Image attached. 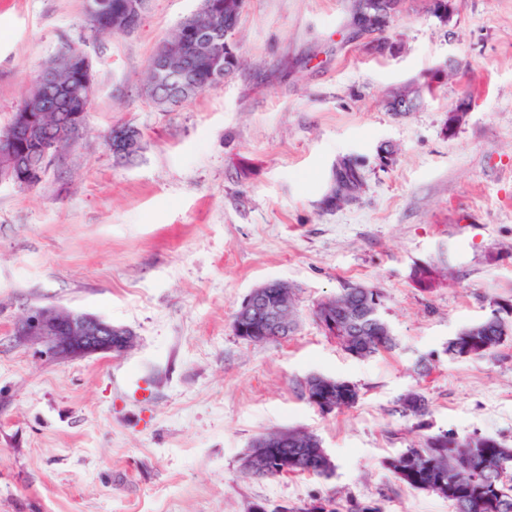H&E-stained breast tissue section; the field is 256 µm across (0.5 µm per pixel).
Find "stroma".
Instances as JSON below:
<instances>
[{"instance_id":"obj_1","label":"stroma","mask_w":512,"mask_h":512,"mask_svg":"<svg viewBox=\"0 0 512 512\" xmlns=\"http://www.w3.org/2000/svg\"><path fill=\"white\" fill-rule=\"evenodd\" d=\"M200 5L147 0L134 30L98 35L87 0H0V128L63 48L86 52L95 78L85 134L43 182L0 184V512H453L384 461L440 432L512 447V335L482 358L445 352L492 301L512 303V0H451L447 24L406 0L386 56L347 29L350 0H245L239 72L163 110L148 60ZM450 60L418 111L388 110L393 88ZM464 96L473 108L449 131ZM121 124L142 133L130 162L106 144ZM345 157L362 189L323 209ZM425 265L427 292L412 277ZM269 280L293 288L298 328L254 345L233 317ZM350 282L380 292L396 350L354 358L316 323L315 304ZM45 305L128 327L136 345L52 359L14 335ZM132 372L148 403L125 398ZM313 373L359 401L319 412L302 388ZM410 391L427 416L402 415ZM289 427L321 438L330 478L240 473L253 438Z\"/></svg>"}]
</instances>
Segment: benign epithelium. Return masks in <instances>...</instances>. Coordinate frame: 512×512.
Returning a JSON list of instances; mask_svg holds the SVG:
<instances>
[{"mask_svg":"<svg viewBox=\"0 0 512 512\" xmlns=\"http://www.w3.org/2000/svg\"><path fill=\"white\" fill-rule=\"evenodd\" d=\"M403 0H379L377 8L364 0H356L352 5V25L360 34L371 38L370 50L378 54L393 52L389 42L376 39L380 24L388 22L402 9ZM144 8V0H120L112 10V29L123 33L133 29ZM183 30L182 45L192 47L197 53L208 56L214 41V31L202 29L192 19L181 22ZM64 59L70 65H78L86 71L83 96L93 97L95 82L91 58L84 52H69ZM181 56L176 49H167L165 53L151 61L154 74V92L162 89L159 78L162 74L181 69ZM445 70L432 71L420 80L393 90L387 99V107L392 112H414L424 103L426 96L435 93L439 85V76ZM17 131L24 137H33L38 129L37 117L31 112H21L16 117ZM57 141L43 148V168L28 175L19 174L20 161L12 147L0 146V184L8 182L15 187L26 188L30 182L40 183L50 165L58 156L55 150ZM142 148V134L135 127L115 126L112 128V153L120 160H134ZM285 281H270L253 288L244 298L237 313L238 321L235 333L249 332L246 340L251 344L262 345L290 335L295 325L289 323L279 307L270 303L274 289L286 288ZM313 317L321 329L331 338H336V297L319 301L313 309ZM16 336L20 340L34 338L42 343L46 352L55 359L88 357L97 354L122 356L134 346V337L130 331L120 325H114L105 319L85 312L61 310L55 306L35 307L17 326ZM312 405L321 410L336 406V390L332 380L323 374H312L307 383ZM309 434L305 429H277L270 436L262 434L252 441L251 447L263 448L265 453L257 456L247 451L241 458L240 468L247 475L256 477L274 461V449L286 448L299 438Z\"/></svg>","mask_w":512,"mask_h":512,"instance_id":"1","label":"benign epithelium"}]
</instances>
